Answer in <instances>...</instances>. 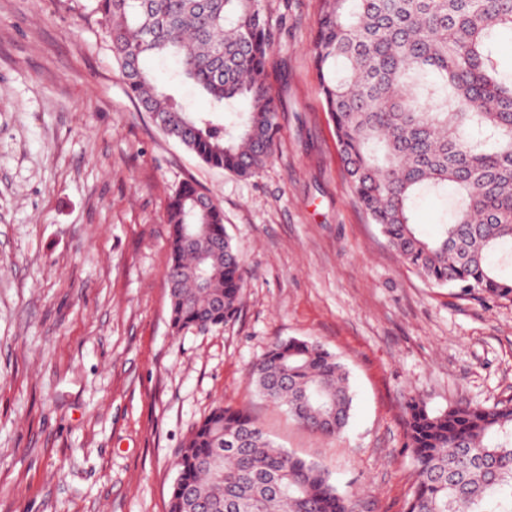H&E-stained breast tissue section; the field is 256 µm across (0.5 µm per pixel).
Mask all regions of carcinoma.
I'll return each instance as SVG.
<instances>
[{"label": "carcinoma", "instance_id": "1", "mask_svg": "<svg viewBox=\"0 0 512 512\" xmlns=\"http://www.w3.org/2000/svg\"><path fill=\"white\" fill-rule=\"evenodd\" d=\"M127 92L171 140L240 178L258 173L280 133L268 63L286 26L265 0H96ZM313 59L352 195L388 244L429 283L512 301V67L498 45L512 0H324ZM172 58L168 81L208 101L195 112L145 69ZM245 102L240 111L237 103ZM236 119L224 122V113ZM453 188L438 236L414 219L417 200ZM192 182L167 206L170 323L181 331L235 321L244 294L239 250ZM252 383L298 424L340 433L349 374L316 342L278 340ZM416 480L406 512H512V399L429 413L407 404ZM169 512H354L323 465L275 445L243 410L216 406L177 460Z\"/></svg>", "mask_w": 512, "mask_h": 512}]
</instances>
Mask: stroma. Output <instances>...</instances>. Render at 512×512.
Returning a JSON list of instances; mask_svg holds the SVG:
<instances>
[{
  "label": "stroma",
  "mask_w": 512,
  "mask_h": 512,
  "mask_svg": "<svg viewBox=\"0 0 512 512\" xmlns=\"http://www.w3.org/2000/svg\"><path fill=\"white\" fill-rule=\"evenodd\" d=\"M95 0H0V512H168L176 458L217 404L321 463L356 512H405V401L512 398V302L429 284L345 181L313 66L322 0L271 59L281 127L255 176L167 139L126 91ZM193 181L246 268L228 326H170L167 204ZM318 341L354 407L328 437L249 384L276 340Z\"/></svg>",
  "instance_id": "1"
}]
</instances>
